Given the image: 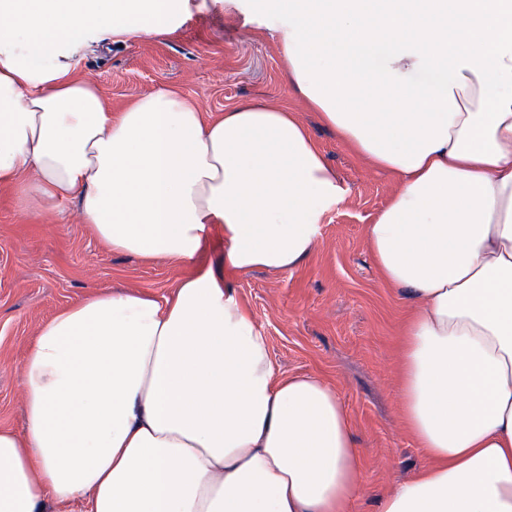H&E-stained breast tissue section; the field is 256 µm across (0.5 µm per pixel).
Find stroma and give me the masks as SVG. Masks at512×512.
Here are the masks:
<instances>
[{"mask_svg": "<svg viewBox=\"0 0 512 512\" xmlns=\"http://www.w3.org/2000/svg\"><path fill=\"white\" fill-rule=\"evenodd\" d=\"M64 61L115 112L161 85L207 120L247 102L288 109L347 185L348 195L325 215L320 242L301 266L290 273L238 271L230 280L280 372L316 374L336 387L365 468L353 512H376L391 482L428 464L401 421L395 387L409 302L381 279L365 234L395 188L393 174L371 167L321 122L291 85L276 39L231 0H194L190 13L161 36L118 42L90 33ZM192 270L112 251L82 223L76 201L48 213L25 210L16 189L1 185L0 428L23 425L22 362L44 321L97 291L172 294Z\"/></svg>", "mask_w": 512, "mask_h": 512, "instance_id": "1", "label": "stroma"}]
</instances>
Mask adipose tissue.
<instances>
[{
    "instance_id": "obj_1",
    "label": "adipose tissue",
    "mask_w": 512,
    "mask_h": 512,
    "mask_svg": "<svg viewBox=\"0 0 512 512\" xmlns=\"http://www.w3.org/2000/svg\"><path fill=\"white\" fill-rule=\"evenodd\" d=\"M323 123L394 174L366 228L406 292L397 393L428 459L378 512H512V0H243ZM189 0H0V184L74 198L110 249L222 267L168 297L93 293L23 359L0 512H351L363 468L337 389L279 375L228 272H292L348 189L294 113L213 121L160 86L123 111L60 63L89 30L162 34Z\"/></svg>"
}]
</instances>
